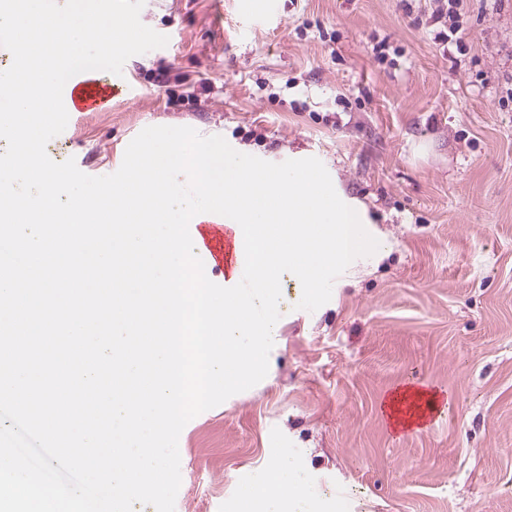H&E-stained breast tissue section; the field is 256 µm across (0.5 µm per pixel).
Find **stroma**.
Returning <instances> with one entry per match:
<instances>
[{
    "instance_id": "1",
    "label": "stroma",
    "mask_w": 512,
    "mask_h": 512,
    "mask_svg": "<svg viewBox=\"0 0 512 512\" xmlns=\"http://www.w3.org/2000/svg\"><path fill=\"white\" fill-rule=\"evenodd\" d=\"M435 7L145 0L167 45L48 142L90 176L149 126L315 157L389 248L312 313L283 279L267 376L180 434L175 512H240L276 448L311 512H512V0H461L462 54L434 43ZM410 382L447 405L397 431L381 403Z\"/></svg>"
}]
</instances>
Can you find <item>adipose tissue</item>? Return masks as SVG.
<instances>
[{
  "label": "adipose tissue",
  "instance_id": "adipose-tissue-1",
  "mask_svg": "<svg viewBox=\"0 0 512 512\" xmlns=\"http://www.w3.org/2000/svg\"><path fill=\"white\" fill-rule=\"evenodd\" d=\"M436 393L406 386L385 398L382 410L394 427L417 428L436 411ZM245 512H309L299 476L285 459H273L246 492Z\"/></svg>",
  "mask_w": 512,
  "mask_h": 512
}]
</instances>
